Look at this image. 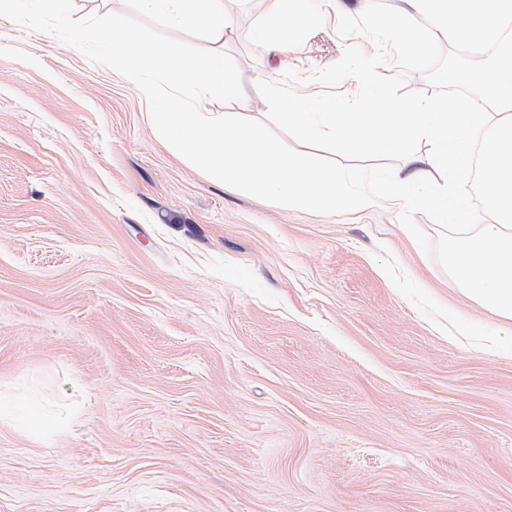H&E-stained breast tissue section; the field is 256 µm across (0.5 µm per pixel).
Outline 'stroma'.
<instances>
[{"label": "stroma", "instance_id": "obj_1", "mask_svg": "<svg viewBox=\"0 0 512 512\" xmlns=\"http://www.w3.org/2000/svg\"><path fill=\"white\" fill-rule=\"evenodd\" d=\"M367 0H224L241 100L311 77L367 36ZM140 89L0 17V400L65 433L0 421V512H512V353L444 333L393 286L390 253L438 303L500 330L381 201L323 215L191 166Z\"/></svg>", "mask_w": 512, "mask_h": 512}]
</instances>
